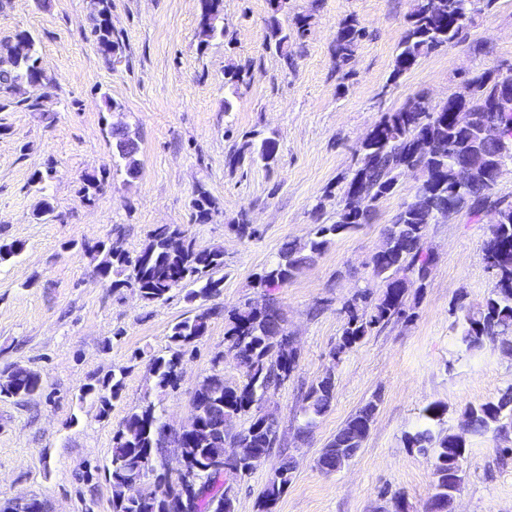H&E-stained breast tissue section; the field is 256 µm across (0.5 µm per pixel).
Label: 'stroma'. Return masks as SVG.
<instances>
[{
	"instance_id": "1",
	"label": "stroma",
	"mask_w": 512,
	"mask_h": 512,
	"mask_svg": "<svg viewBox=\"0 0 512 512\" xmlns=\"http://www.w3.org/2000/svg\"><path fill=\"white\" fill-rule=\"evenodd\" d=\"M413 0H287L283 16L309 19L287 69L266 47L269 0H224L229 39L201 44V0H112L114 33L123 43L105 63L91 38L90 0H0V47L28 33L51 82L41 107L0 111V244L24 249L0 264V370L30 367L43 379L31 400L0 399V501L22 495L49 512H112L106 466L112 433L127 414L153 400L173 426L183 424L198 383L222 356L226 380L243 371L224 339L223 318L183 357L176 389L153 391L150 359L163 354L172 325L193 306L175 290L149 305L127 289L112 290L95 272L86 246L110 237L138 252L161 224L186 226L204 247L224 250L225 310L255 297L252 281L287 241L312 237L331 223L357 150L383 113L415 93L445 103L484 71L512 73V0L476 15L465 41L422 57L392 79L396 48ZM355 19L366 31L347 70L336 67L338 30ZM247 70L239 93L224 72ZM119 103L107 111L106 100ZM139 136L140 174L132 183L113 173L114 124ZM275 132L271 168L228 160L244 136ZM47 173L36 182L37 173ZM107 174L94 201L78 194L88 174ZM418 181L403 176L371 223L335 239L314 263L276 290L299 358L288 381L271 392L263 411L277 419L281 445L234 485L236 512H257L275 469L294 458L297 470L275 512H424L433 491L432 454L406 448L405 432L432 403L447 412L436 430L457 431L467 404L493 399L512 384V354L500 343L467 351L459 342L455 303L478 306L494 273L483 256L489 223L458 215L427 229L436 263L424 287L410 288L411 320L392 319L341 359L339 309L371 279L368 261ZM204 187L215 202L208 223H197L192 201ZM55 211L34 213L42 199ZM248 214L258 234L232 226ZM124 370L121 397L107 416L87 384ZM333 371L336 397L308 440L296 438L301 395ZM380 402L358 454L326 474L315 462L347 418L372 397ZM465 480L459 512H512V433L472 440L461 462Z\"/></svg>"
}]
</instances>
